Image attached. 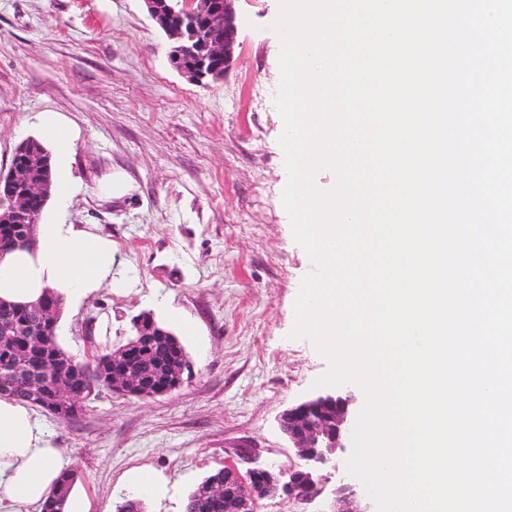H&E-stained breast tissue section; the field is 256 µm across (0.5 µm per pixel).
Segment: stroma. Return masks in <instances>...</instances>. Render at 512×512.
<instances>
[{
    "label": "stroma",
    "instance_id": "35a3bbf8",
    "mask_svg": "<svg viewBox=\"0 0 512 512\" xmlns=\"http://www.w3.org/2000/svg\"><path fill=\"white\" fill-rule=\"evenodd\" d=\"M232 69L200 84L170 63L169 42L143 0H0V170L36 112L69 114L82 128L72 167L82 187L63 221L93 224L137 287L101 289L60 326L76 360L87 321L108 318L113 344L132 316L180 308L191 372L154 398L102 392L72 423L47 419L91 512H115L128 476L152 475L145 512H184L190 490L234 448L278 470L295 459L279 414L319 396L327 361L292 338L294 305L312 271L282 205L287 183L275 106L278 0H236ZM132 183L118 200L97 183Z\"/></svg>",
    "mask_w": 512,
    "mask_h": 512
}]
</instances>
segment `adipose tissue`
Segmentation results:
<instances>
[{"instance_id": "ef3b65f1", "label": "adipose tissue", "mask_w": 512, "mask_h": 512, "mask_svg": "<svg viewBox=\"0 0 512 512\" xmlns=\"http://www.w3.org/2000/svg\"><path fill=\"white\" fill-rule=\"evenodd\" d=\"M32 138L50 155L51 194L65 209L80 191L71 160L81 129L66 113H36ZM116 249L92 224H64L51 214L31 242L0 252V301L31 306L47 294L73 311L101 288L115 287ZM73 466L27 403L0 395V512H41L60 474Z\"/></svg>"}]
</instances>
